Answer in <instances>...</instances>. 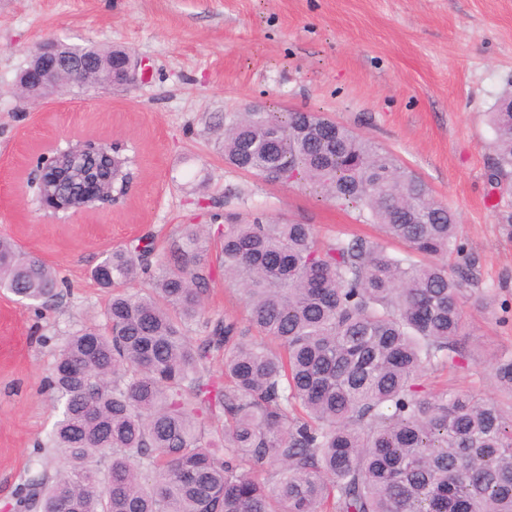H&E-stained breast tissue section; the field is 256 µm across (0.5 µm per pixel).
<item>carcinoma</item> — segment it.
<instances>
[{
    "mask_svg": "<svg viewBox=\"0 0 512 512\" xmlns=\"http://www.w3.org/2000/svg\"><path fill=\"white\" fill-rule=\"evenodd\" d=\"M90 62L125 49L71 44ZM494 176L512 178V95L491 113ZM316 112L222 118L224 161L353 204L381 235L318 237L311 224L224 215L216 261L243 290L248 325L205 317L207 238L186 227L152 263V237L92 270L105 323L67 337L42 384L58 409L40 452L52 478L21 484L22 512H512V352L491 375L506 404L431 391L427 367L468 358L463 298L474 259L457 215L393 153ZM126 162L79 145L38 170L37 195L67 214L126 178ZM389 240L407 248L387 252ZM148 289L132 290L137 283ZM63 281L0 237V288L41 307ZM206 335L193 339L190 325ZM224 351V383L206 363ZM224 416L215 437L211 416Z\"/></svg>",
    "mask_w": 512,
    "mask_h": 512,
    "instance_id": "obj_1",
    "label": "carcinoma"
}]
</instances>
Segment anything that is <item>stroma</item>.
Instances as JSON below:
<instances>
[{
    "mask_svg": "<svg viewBox=\"0 0 512 512\" xmlns=\"http://www.w3.org/2000/svg\"><path fill=\"white\" fill-rule=\"evenodd\" d=\"M121 46L146 79L127 90L22 101L16 77L46 36ZM512 92V0H0V236L40 254L64 284L34 312L0 291V512L16 488L60 467L37 444L55 421L41 386L73 332L103 323V254L149 234L164 255L185 225L211 252L225 214L313 225L321 238L373 234L352 205L303 183H272L224 161L216 117L259 106L321 113L396 154L455 211L475 258L464 311L467 369L426 371L428 387L486 399L512 351V183L493 184L500 97ZM122 145L134 180L119 204L66 216L40 207L27 176L51 144ZM206 315L246 323L241 290L215 278Z\"/></svg>",
    "mask_w": 512,
    "mask_h": 512,
    "instance_id": "1",
    "label": "stroma"
}]
</instances>
